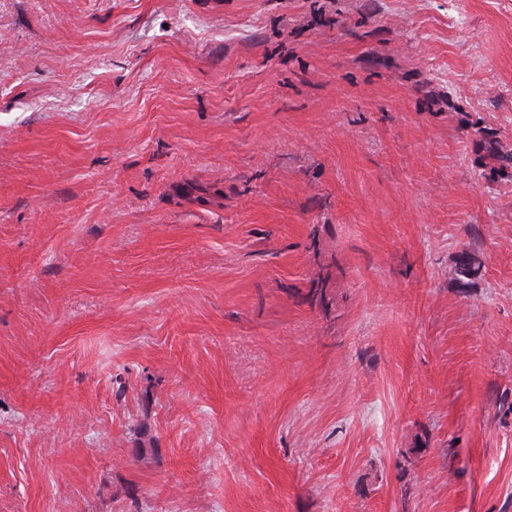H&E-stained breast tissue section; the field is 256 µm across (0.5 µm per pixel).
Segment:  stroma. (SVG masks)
Listing matches in <instances>:
<instances>
[{"instance_id": "stroma-1", "label": "stroma", "mask_w": 512, "mask_h": 512, "mask_svg": "<svg viewBox=\"0 0 512 512\" xmlns=\"http://www.w3.org/2000/svg\"><path fill=\"white\" fill-rule=\"evenodd\" d=\"M0 512H512V0H0Z\"/></svg>"}]
</instances>
